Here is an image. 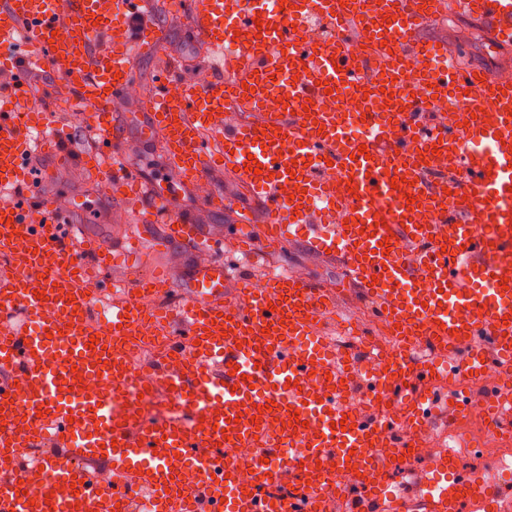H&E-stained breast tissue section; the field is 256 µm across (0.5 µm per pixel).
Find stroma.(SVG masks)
<instances>
[{
	"label": "stroma",
	"instance_id": "1",
	"mask_svg": "<svg viewBox=\"0 0 512 512\" xmlns=\"http://www.w3.org/2000/svg\"><path fill=\"white\" fill-rule=\"evenodd\" d=\"M158 21L165 32L163 53L173 55L184 77H192L197 67L207 63L208 58L202 45L192 40L185 20L172 0H163ZM421 35L427 39L447 42L449 48L458 51L463 61L483 67L492 74L512 63V47L493 46L484 26L470 17L448 15L426 26ZM145 123L146 119L140 113L129 112L124 133L129 141L136 144L132 158L134 165L165 197L185 209H195L194 198L174 174L163 148L158 143L141 140L140 134ZM31 164L39 174L47 175L45 187L50 194L81 198L82 207L75 220L80 224L82 233L95 242L98 248L109 250L122 241L138 238V248L128 249L127 253L120 255L118 264L111 270L113 278L126 277L131 269L142 275L165 270L171 274L177 289H186V275L192 261L189 247L175 244L160 249L156 247L152 236L140 235L136 226L124 216H113L112 221H105V213H111L117 202L104 195L99 181L92 178L88 171L57 167L54 157L49 155L33 156ZM218 181L231 204L224 210L201 214L200 222L207 234L223 240L224 262L232 265L239 259L233 240L235 224L247 200L229 176L219 175ZM266 267L275 271L286 269L326 287L336 285L342 278L338 264L313 254L299 240L271 252Z\"/></svg>",
	"mask_w": 512,
	"mask_h": 512
}]
</instances>
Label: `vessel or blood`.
Returning a JSON list of instances; mask_svg holds the SVG:
<instances>
[{
  "instance_id": "b4317fda",
  "label": "vessel or blood",
  "mask_w": 512,
  "mask_h": 512,
  "mask_svg": "<svg viewBox=\"0 0 512 512\" xmlns=\"http://www.w3.org/2000/svg\"><path fill=\"white\" fill-rule=\"evenodd\" d=\"M451 11L512 45V0H186L188 28L218 65L185 78L165 64L144 87L134 60L161 48L155 0H0V455L10 459L0 512H318L344 475L356 490L342 512H385L404 429L467 406L441 395L438 368L477 380L512 361V70L475 72L421 38ZM36 69L68 88L92 150L33 139L49 121L31 90ZM449 97L469 124L428 119L427 105ZM120 99L149 112L147 133L199 207L227 206L218 170L258 202L261 224L237 228L243 264L225 265L194 215L139 177ZM38 152L93 166L105 193L141 201L131 216L161 225L160 244H198L188 293L174 294L164 271L129 276L94 332L89 295L115 259L76 237L70 199L29 183ZM293 239L339 260L394 328L399 347L379 351L365 380L322 330L339 290L246 272ZM151 336L167 337V353L146 382L132 358ZM426 343L441 363L414 355ZM285 446L302 449L301 465L277 466ZM222 447L259 448L249 482ZM329 456L334 468H317ZM86 460L111 466V483L91 479ZM39 465L46 480L21 494ZM187 469L199 476L190 488ZM280 480L301 492L264 493ZM500 499L484 472L446 456L409 496L422 512H506Z\"/></svg>"
}]
</instances>
